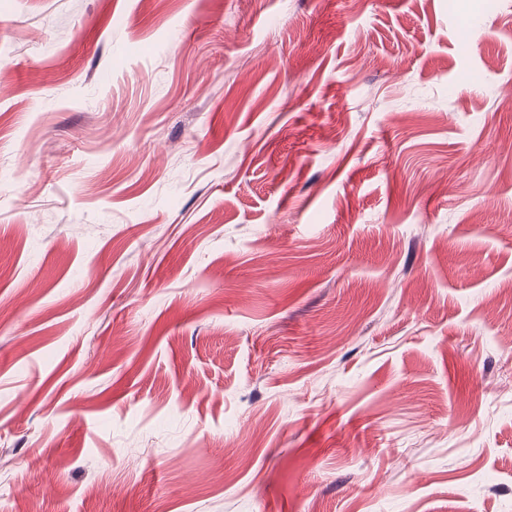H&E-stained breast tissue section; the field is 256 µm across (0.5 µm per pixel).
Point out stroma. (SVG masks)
<instances>
[{
	"label": "stroma",
	"instance_id": "35a3bbf8",
	"mask_svg": "<svg viewBox=\"0 0 512 512\" xmlns=\"http://www.w3.org/2000/svg\"><path fill=\"white\" fill-rule=\"evenodd\" d=\"M512 512V0H0V512Z\"/></svg>",
	"mask_w": 512,
	"mask_h": 512
}]
</instances>
